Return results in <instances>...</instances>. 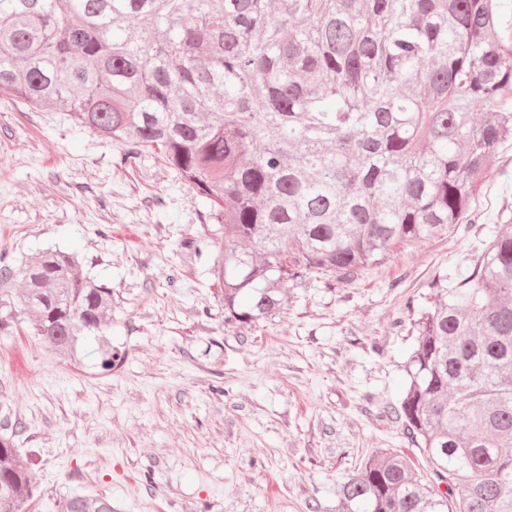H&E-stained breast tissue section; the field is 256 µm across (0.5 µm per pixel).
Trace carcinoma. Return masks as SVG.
<instances>
[{"label":"carcinoma","instance_id":"cac0c4a2","mask_svg":"<svg viewBox=\"0 0 512 512\" xmlns=\"http://www.w3.org/2000/svg\"><path fill=\"white\" fill-rule=\"evenodd\" d=\"M500 23V0H0V93L112 138L123 165L160 151L217 216L225 320L256 324L290 280L476 223L512 139ZM16 281L39 343L122 359L112 289L76 252L0 253V296ZM430 287L398 415L435 482L383 451L341 486L346 512H512V218L467 277ZM36 492L1 435L0 512ZM62 512L112 502L75 493Z\"/></svg>","mask_w":512,"mask_h":512}]
</instances>
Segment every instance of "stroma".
<instances>
[{
  "instance_id": "1",
  "label": "stroma",
  "mask_w": 512,
  "mask_h": 512,
  "mask_svg": "<svg viewBox=\"0 0 512 512\" xmlns=\"http://www.w3.org/2000/svg\"><path fill=\"white\" fill-rule=\"evenodd\" d=\"M60 112L0 95V239L13 256L77 249L112 290V345L70 364L0 306V434L15 435L39 487L27 512L75 491L115 512H344L339 486L371 455L432 468L398 415L416 309L456 283L512 213V142L495 155L473 224L396 248L350 279L288 286L278 314L224 319L194 240L216 222L158 151L134 166Z\"/></svg>"
}]
</instances>
